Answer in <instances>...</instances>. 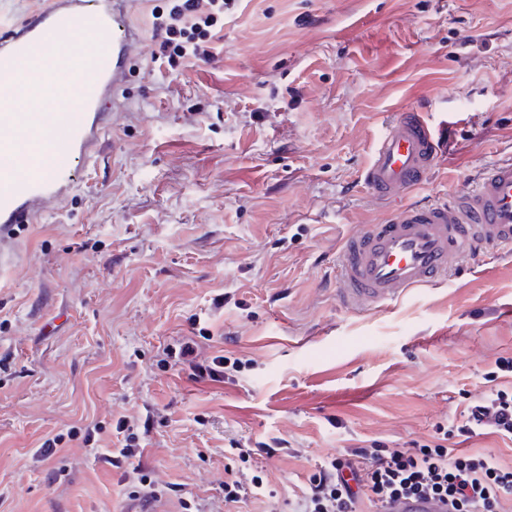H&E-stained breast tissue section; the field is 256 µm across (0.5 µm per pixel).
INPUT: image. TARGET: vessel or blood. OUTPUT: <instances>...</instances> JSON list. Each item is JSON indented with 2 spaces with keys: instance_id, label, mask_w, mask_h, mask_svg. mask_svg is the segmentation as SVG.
I'll use <instances>...</instances> for the list:
<instances>
[{
  "instance_id": "b4317fda",
  "label": "vessel or blood",
  "mask_w": 512,
  "mask_h": 512,
  "mask_svg": "<svg viewBox=\"0 0 512 512\" xmlns=\"http://www.w3.org/2000/svg\"><path fill=\"white\" fill-rule=\"evenodd\" d=\"M126 0H67L35 12L0 43V238L72 190L67 164L21 169L30 146L92 158L109 124L110 98L124 83L137 33ZM437 142L425 115L397 113L385 125L362 174L379 203L406 196L431 173ZM486 246L512 247V161L491 164L468 191L400 207L383 224L345 240L336 261L337 298L360 314L388 308L412 290L447 281ZM387 512H448L432 498H400Z\"/></svg>"
}]
</instances>
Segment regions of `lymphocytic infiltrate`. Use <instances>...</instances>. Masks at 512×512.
Listing matches in <instances>:
<instances>
[{"label":"lymphocytic infiltrate","mask_w":512,"mask_h":512,"mask_svg":"<svg viewBox=\"0 0 512 512\" xmlns=\"http://www.w3.org/2000/svg\"><path fill=\"white\" fill-rule=\"evenodd\" d=\"M225 0H168L166 17L156 19L160 34L155 63L175 67L186 58L205 59L209 42L224 25ZM188 339L168 347L166 361L187 366L196 380L221 382L247 366L240 358L217 355L199 359ZM489 390L468 397L462 421L437 423L428 440L403 448L378 441L356 445L318 464L298 499L296 512H358L361 499L378 507L400 497H431L448 504V512H502L512 496V467L490 454H465L450 440L495 434L512 441V357L498 358L487 373Z\"/></svg>","instance_id":"lymphocytic-infiltrate-1"}]
</instances>
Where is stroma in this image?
Here are the masks:
<instances>
[{
    "label": "stroma",
    "mask_w": 512,
    "mask_h": 512,
    "mask_svg": "<svg viewBox=\"0 0 512 512\" xmlns=\"http://www.w3.org/2000/svg\"><path fill=\"white\" fill-rule=\"evenodd\" d=\"M75 188L5 241L0 512H225L230 440L267 491L232 512H290L309 474L364 440L400 448L459 418L512 357V249L489 250L396 306L353 314L336 258L397 202L360 183L390 114L425 112L435 168L410 197L467 190L512 160V0H232L206 61L155 68V13ZM251 360L224 382L165 368L172 338ZM148 425L158 502L134 498L118 418ZM102 427L97 447L46 438Z\"/></svg>",
    "instance_id": "35a3bbf8"
}]
</instances>
